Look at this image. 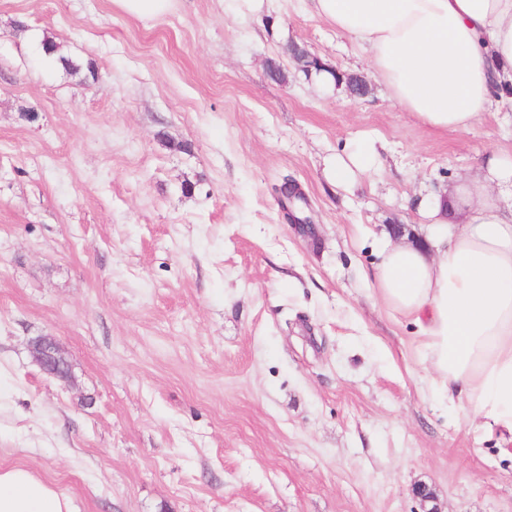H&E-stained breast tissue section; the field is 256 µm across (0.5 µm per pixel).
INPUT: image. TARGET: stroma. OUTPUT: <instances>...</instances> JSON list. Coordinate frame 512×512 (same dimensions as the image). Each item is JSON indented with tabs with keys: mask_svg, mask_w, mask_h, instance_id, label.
Here are the masks:
<instances>
[{
	"mask_svg": "<svg viewBox=\"0 0 512 512\" xmlns=\"http://www.w3.org/2000/svg\"><path fill=\"white\" fill-rule=\"evenodd\" d=\"M368 143V176L327 180ZM511 147V108L424 123L300 0L151 21L0 0V467L77 512H421L420 485L441 512H512V435L463 418L364 277L393 225L420 233V200ZM287 176L317 241L283 218ZM44 335L71 383L33 362ZM292 58L296 62L301 64V67L304 68L307 72L312 73L313 67H315V66L316 67L318 66V68H316L315 70H317V71L322 70L323 66L321 65V62L318 61V58L310 56L309 53L307 52V50L301 46H298V53L293 55ZM315 74L324 85H330L332 83L333 78H334V80H336V77H337V79L340 80V75L336 74V72H334V71H331V74L333 75V77L327 71H321V72L315 73Z\"/></svg>",
	"mask_w": 512,
	"mask_h": 512,
	"instance_id": "1",
	"label": "stroma"
}]
</instances>
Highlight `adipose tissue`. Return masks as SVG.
Masks as SVG:
<instances>
[{"mask_svg":"<svg viewBox=\"0 0 512 512\" xmlns=\"http://www.w3.org/2000/svg\"><path fill=\"white\" fill-rule=\"evenodd\" d=\"M358 42L391 101L424 122L470 130L512 87V0H306ZM374 147L336 156L328 174L352 185ZM423 245L382 242L369 277L417 326L433 381L466 417L512 434V154L485 157L463 184L422 202ZM0 512H75L22 467L0 470Z\"/></svg>","mask_w":512,"mask_h":512,"instance_id":"1","label":"adipose tissue"}]
</instances>
